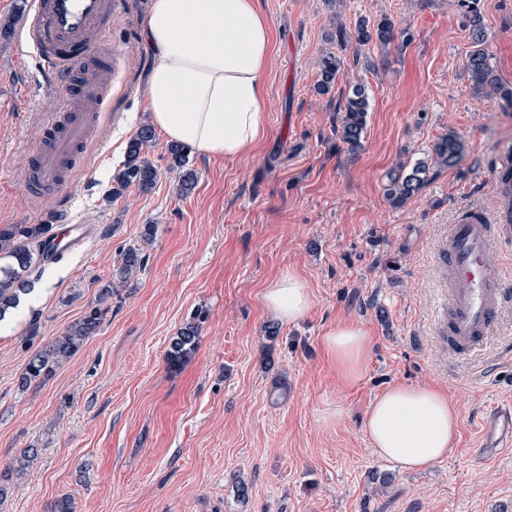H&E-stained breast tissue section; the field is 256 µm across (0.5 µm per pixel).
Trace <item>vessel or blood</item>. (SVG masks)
Masks as SVG:
<instances>
[{"label":"vessel or blood","instance_id":"vessel-or-blood-1","mask_svg":"<svg viewBox=\"0 0 512 512\" xmlns=\"http://www.w3.org/2000/svg\"><path fill=\"white\" fill-rule=\"evenodd\" d=\"M115 0H30L17 37L18 54L33 56L48 70L47 87L64 106L41 123L27 157L26 181L32 198L64 192L99 127L112 89V51L107 40ZM512 145L498 152L492 213L471 212L448 228L443 249L448 281V315L441 327L448 346L468 354L494 330L512 299V271L493 266L496 255L512 251ZM490 447H512V407L484 421Z\"/></svg>","mask_w":512,"mask_h":512}]
</instances>
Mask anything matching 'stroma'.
I'll return each mask as SVG.
<instances>
[{
  "instance_id": "1",
  "label": "stroma",
  "mask_w": 512,
  "mask_h": 512,
  "mask_svg": "<svg viewBox=\"0 0 512 512\" xmlns=\"http://www.w3.org/2000/svg\"><path fill=\"white\" fill-rule=\"evenodd\" d=\"M149 2L123 0L112 22V105L63 201H34L25 184L27 154L60 98L36 61L18 63L15 30L0 37V225L58 212L93 229L44 265L0 333V471L33 453L22 479L6 481L0 512H50L64 494L74 512H512V450L483 447L476 430L512 399V303L466 360L449 354L437 325L440 245L464 211L494 210L495 157L512 145V108L480 97L470 78L458 0H258L272 32L265 137L235 159L190 152L197 184L182 197L158 136L155 188L111 200L126 145L148 122ZM481 9L489 65L512 87V0H481ZM383 16L411 42L340 44L338 28ZM331 52L343 75L321 94L319 63ZM354 81L371 97L355 150L338 133ZM451 132L465 152L445 168L434 147ZM420 161L427 185L393 207L389 174ZM130 247L146 260L124 283L118 259ZM288 274L311 305L279 324L263 294ZM108 281L97 334L46 383L21 389L31 356ZM193 321L195 353L169 366L172 337ZM346 323L372 341L353 381L324 346ZM394 384L437 386L459 409L455 448L426 470L379 458L363 432L368 407Z\"/></svg>"
}]
</instances>
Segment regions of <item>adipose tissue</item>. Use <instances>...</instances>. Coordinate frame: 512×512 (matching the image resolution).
<instances>
[{
  "instance_id": "ef3b65f1",
  "label": "adipose tissue",
  "mask_w": 512,
  "mask_h": 512,
  "mask_svg": "<svg viewBox=\"0 0 512 512\" xmlns=\"http://www.w3.org/2000/svg\"><path fill=\"white\" fill-rule=\"evenodd\" d=\"M155 57L146 98L153 125L168 141L234 159L265 136V75L271 27L257 0H151L145 26ZM265 305L291 323L310 306L304 283L288 275L265 292ZM325 346L342 376L358 379L371 340L354 325L329 330ZM459 410L429 385L388 388L368 408L363 431L374 451L401 469L428 467L456 444Z\"/></svg>"
}]
</instances>
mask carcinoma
Listing matches in <instances>:
<instances>
[{"label": "carcinoma", "mask_w": 512, "mask_h": 512, "mask_svg": "<svg viewBox=\"0 0 512 512\" xmlns=\"http://www.w3.org/2000/svg\"><path fill=\"white\" fill-rule=\"evenodd\" d=\"M480 2L481 0H459L473 46L468 55L467 67L476 89L483 96L498 97L512 106V88L500 82L489 66ZM400 36L402 33L395 32L394 23L386 17L373 23L362 19L352 33L343 28L338 30L339 41L359 45L374 42L385 47ZM340 76L341 58L335 54L323 57L317 91L327 93ZM370 109V98L365 85L353 84L341 106L344 116L340 136L344 143L353 148L360 146ZM155 141L156 134L152 126L143 125L137 130L128 141L121 168L113 175L115 186L112 187L109 197H116L133 185L142 193H147L155 187L159 171L148 157ZM464 150V140L457 133L448 134L434 147L438 163L446 168L458 165ZM166 152L168 170L177 173L178 176L179 195L189 194L197 181L195 172L187 167L189 147L170 144ZM428 170L427 163L418 162L408 171L390 174L386 184V197L391 204L399 207L417 194L427 182ZM56 221L57 217L54 216L49 224H9L0 227V316L16 306L20 294L30 291V277L33 272L45 261L56 258L52 245ZM143 266L142 250L128 248L121 253L118 275L121 279L128 280ZM112 292L110 282L99 286L94 305L81 320L72 325L65 335L40 349L30 358L19 377L21 388L45 382L52 377L58 365L79 351L101 325L104 306L112 298ZM199 336V324L190 323L183 327L170 341L166 353L168 363L175 367L192 356L197 349Z\"/></svg>", "instance_id": "1"}]
</instances>
